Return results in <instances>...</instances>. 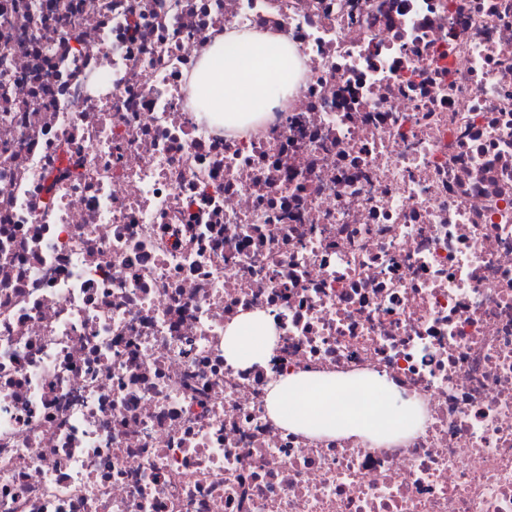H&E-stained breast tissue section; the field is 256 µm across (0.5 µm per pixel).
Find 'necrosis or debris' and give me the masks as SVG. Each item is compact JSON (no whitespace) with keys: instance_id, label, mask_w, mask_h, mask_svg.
Returning a JSON list of instances; mask_svg holds the SVG:
<instances>
[{"instance_id":"obj_1","label":"necrosis or debris","mask_w":512,"mask_h":512,"mask_svg":"<svg viewBox=\"0 0 512 512\" xmlns=\"http://www.w3.org/2000/svg\"><path fill=\"white\" fill-rule=\"evenodd\" d=\"M230 30L302 63L244 135ZM298 372L424 422L290 431ZM0 512H512V0H0ZM226 38L234 44L245 45L247 57L226 55L223 39L217 41L203 57L196 78L207 80L214 112H224V128L245 132L244 112H259L265 94L271 96L268 83L279 78L288 89L295 76V63L290 43L285 36H269L250 31H234ZM256 116V117H257ZM251 332L262 336H273L269 319L263 313L243 314L237 321L224 328V358L232 364L246 366L263 360V351H252ZM352 384L363 392L356 406L347 402V389ZM288 403L298 412L287 411ZM267 409L272 418L294 431L317 438L340 433L371 445L406 438L421 417L419 405L398 398L378 374L354 382L336 374H290L269 390Z\"/></svg>"}]
</instances>
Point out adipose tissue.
<instances>
[{
  "label": "adipose tissue",
  "instance_id": "ef3b65f1",
  "mask_svg": "<svg viewBox=\"0 0 512 512\" xmlns=\"http://www.w3.org/2000/svg\"><path fill=\"white\" fill-rule=\"evenodd\" d=\"M247 46V57L226 54L225 43ZM295 76L292 49L286 37L250 31L228 33L203 57L197 79L207 81L214 111L223 113L224 127L244 131L246 113L259 112L272 79L290 81ZM272 336L267 316L243 314L224 329V357L246 366L262 361L264 354L252 350L254 334ZM349 379L325 373H294L275 383L267 396L272 418L284 426L312 437L344 434L373 445L406 438L418 425V404L401 400L389 391L384 377L371 374L359 379L363 399L358 405L347 401Z\"/></svg>",
  "mask_w": 512,
  "mask_h": 512
}]
</instances>
